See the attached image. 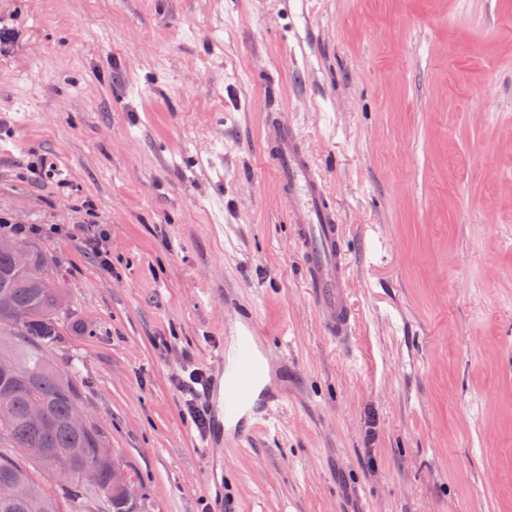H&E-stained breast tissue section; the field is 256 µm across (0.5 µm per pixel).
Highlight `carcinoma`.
Masks as SVG:
<instances>
[{
	"label": "carcinoma",
	"mask_w": 512,
	"mask_h": 512,
	"mask_svg": "<svg viewBox=\"0 0 512 512\" xmlns=\"http://www.w3.org/2000/svg\"><path fill=\"white\" fill-rule=\"evenodd\" d=\"M51 273L32 279L14 268L8 254L0 252V358L13 362V375L0 376V407L8 409V420H0V512H85L88 500L103 495L108 512H126L121 495L108 487L111 455L102 453L105 436L91 425L85 435L66 426L80 392L69 374L50 359V353L63 336V316L67 300L49 288ZM32 403L47 408L53 421L49 429L30 423L26 416ZM15 448H36L39 453L17 460ZM68 454L72 475L58 496L46 494L30 505L15 501L9 485L16 481L36 482V474L48 473L56 463V453ZM87 463L96 465L100 481L82 484L78 472Z\"/></svg>",
	"instance_id": "carcinoma-1"
}]
</instances>
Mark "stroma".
<instances>
[{
  "label": "stroma",
  "mask_w": 512,
  "mask_h": 512,
  "mask_svg": "<svg viewBox=\"0 0 512 512\" xmlns=\"http://www.w3.org/2000/svg\"><path fill=\"white\" fill-rule=\"evenodd\" d=\"M0 219L139 512H512V0H0ZM293 116L351 254L323 330L264 159ZM105 230L102 264L86 239ZM251 318L267 419L198 432Z\"/></svg>",
  "instance_id": "35a3bbf8"
}]
</instances>
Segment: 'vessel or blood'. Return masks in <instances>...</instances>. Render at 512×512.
<instances>
[{
  "mask_svg": "<svg viewBox=\"0 0 512 512\" xmlns=\"http://www.w3.org/2000/svg\"><path fill=\"white\" fill-rule=\"evenodd\" d=\"M268 162L293 226L312 301L322 315L329 336L344 339L352 333L353 313L346 278L351 260L344 244L338 214L327 197L323 176L300 140L296 124L285 112L272 115L266 132ZM256 332L245 322L236 339L237 356L225 362L222 383H210L204 400L213 412V426L242 411L264 418L265 402L256 399L260 358Z\"/></svg>",
  "mask_w": 512,
  "mask_h": 512,
  "instance_id": "b4317fda",
  "label": "vessel or blood"
}]
</instances>
